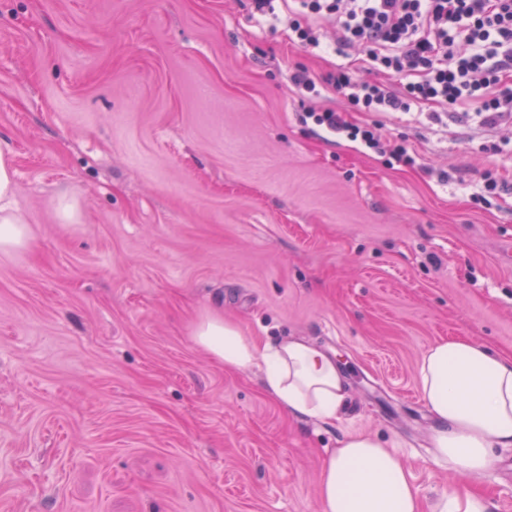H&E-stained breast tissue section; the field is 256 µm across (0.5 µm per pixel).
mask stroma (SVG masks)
<instances>
[{
	"label": "stroma",
	"instance_id": "stroma-1",
	"mask_svg": "<svg viewBox=\"0 0 512 512\" xmlns=\"http://www.w3.org/2000/svg\"><path fill=\"white\" fill-rule=\"evenodd\" d=\"M335 39L301 47L249 0H0V146L33 233L0 254V512H322L355 432L424 505L467 487L502 512L512 448L476 478L435 464L418 376L449 337L512 352V193L472 198L512 183V127L293 89L341 64L402 87ZM327 109L414 164L300 120ZM210 312L334 352L345 413L293 418L217 364L191 336Z\"/></svg>",
	"mask_w": 512,
	"mask_h": 512
}]
</instances>
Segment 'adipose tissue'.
Returning <instances> with one entry per match:
<instances>
[{
	"instance_id": "adipose-tissue-1",
	"label": "adipose tissue",
	"mask_w": 512,
	"mask_h": 512,
	"mask_svg": "<svg viewBox=\"0 0 512 512\" xmlns=\"http://www.w3.org/2000/svg\"><path fill=\"white\" fill-rule=\"evenodd\" d=\"M14 158L0 149V252L30 240L13 207ZM197 346L225 368L263 367V390L298 419H336L345 403V379L335 359L311 341L288 337L258 343L223 316L201 317L192 328ZM419 392L433 415L435 463L479 476L495 463L493 449L512 448V354L464 338L443 340L421 357ZM323 512H424L397 453L369 434L343 437L327 456L318 482Z\"/></svg>"
}]
</instances>
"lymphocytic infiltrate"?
Segmentation results:
<instances>
[{"label":"lymphocytic infiltrate","instance_id":"obj_1","mask_svg":"<svg viewBox=\"0 0 512 512\" xmlns=\"http://www.w3.org/2000/svg\"><path fill=\"white\" fill-rule=\"evenodd\" d=\"M336 24L339 42L365 44L370 65L406 77L402 90L357 79L345 66L325 82L365 112L448 109L478 99L481 124L512 118V0H293L283 21L302 45H320L317 21ZM316 127L361 139L397 162L414 159L405 145L384 148L373 126L350 124L343 111L309 112Z\"/></svg>","mask_w":512,"mask_h":512}]
</instances>
